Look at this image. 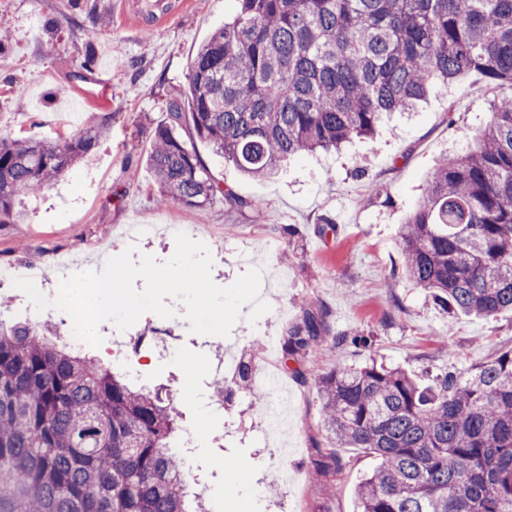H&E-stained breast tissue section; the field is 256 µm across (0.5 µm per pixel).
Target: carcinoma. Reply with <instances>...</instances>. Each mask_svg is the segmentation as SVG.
<instances>
[{"mask_svg":"<svg viewBox=\"0 0 512 512\" xmlns=\"http://www.w3.org/2000/svg\"><path fill=\"white\" fill-rule=\"evenodd\" d=\"M198 50L146 156L160 206L256 207L212 182L179 130L242 173L370 136L436 83L512 85V0H238ZM190 111H185V107ZM467 154L442 158L401 230L400 275L452 314L512 311V96ZM104 125L52 142L0 137V224L85 158ZM313 315L293 355L319 338ZM340 448L376 460L360 512H512V349L425 384L376 362L319 379ZM170 404L71 349L49 325L0 321V512H190Z\"/></svg>","mask_w":512,"mask_h":512,"instance_id":"1","label":"carcinoma"}]
</instances>
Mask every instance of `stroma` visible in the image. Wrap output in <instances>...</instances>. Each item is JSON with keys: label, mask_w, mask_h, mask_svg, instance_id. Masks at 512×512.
Segmentation results:
<instances>
[{"label": "stroma", "mask_w": 512, "mask_h": 512, "mask_svg": "<svg viewBox=\"0 0 512 512\" xmlns=\"http://www.w3.org/2000/svg\"><path fill=\"white\" fill-rule=\"evenodd\" d=\"M0 0V134L43 140L69 132L60 121L76 112L79 125L105 123L106 133L88 160L44 192L19 195L24 219L0 224V263L41 271L45 291L60 278L55 256L82 257L102 269L107 258L136 246L157 261L175 251L168 225L182 224L208 247L211 277L231 285L249 268L261 272L260 296L268 313L240 318L229 336L192 333L177 306L171 319L147 313L117 332L102 324L100 346L88 354L134 384L161 388L178 412L170 440L179 447L194 432L196 461L214 475L205 491L207 512H356V488L375 461L358 448H339L324 428L318 375L336 365L375 360L421 379L430 372L463 371L512 348V313L489 318L453 316L404 278L399 231L422 196L443 155L472 149L490 120L485 103L512 94L478 76L435 87L411 114L384 118L377 135L353 139L341 151L288 161L271 177L252 179L195 140L214 183L249 200L246 208L218 202L206 208L158 207L157 185L145 158L169 99L185 95L190 65L201 47L236 13V0H190L159 29L149 30L139 0ZM91 67H84L85 56ZM136 224L156 225L155 235L133 241ZM8 314L67 330L58 309L35 311L13 284H0ZM321 315L327 332L309 349L279 358L275 368L290 391L288 424L267 428V404L240 389L238 374L225 377L233 397L216 423L205 422L184 366L251 357L254 344L283 341L307 312ZM372 336L365 350L337 338L352 330ZM180 344L179 360L157 359L165 342ZM294 448L282 456V447Z\"/></svg>", "instance_id": "35a3bbf8"}]
</instances>
